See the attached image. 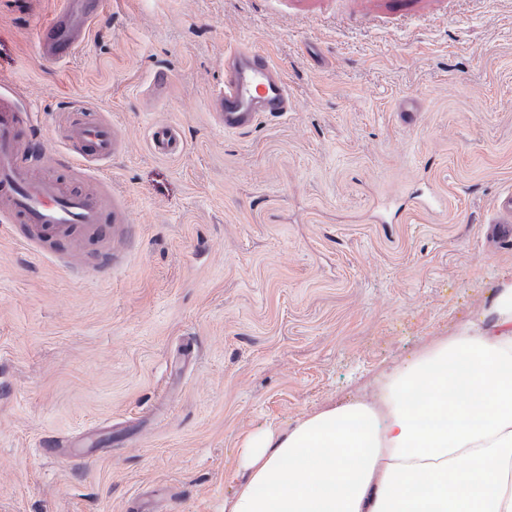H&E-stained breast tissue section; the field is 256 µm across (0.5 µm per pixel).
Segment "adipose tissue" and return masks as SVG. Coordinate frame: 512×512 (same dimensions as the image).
<instances>
[{
  "instance_id": "obj_1",
  "label": "adipose tissue",
  "mask_w": 512,
  "mask_h": 512,
  "mask_svg": "<svg viewBox=\"0 0 512 512\" xmlns=\"http://www.w3.org/2000/svg\"><path fill=\"white\" fill-rule=\"evenodd\" d=\"M377 387L248 435L224 512H512V271Z\"/></svg>"
}]
</instances>
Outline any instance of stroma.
<instances>
[{"instance_id":"stroma-1","label":"stroma","mask_w":512,"mask_h":512,"mask_svg":"<svg viewBox=\"0 0 512 512\" xmlns=\"http://www.w3.org/2000/svg\"><path fill=\"white\" fill-rule=\"evenodd\" d=\"M58 7L0 0V90L67 180L66 106L108 113L129 221L64 251L0 223V512H222L249 433L371 394L512 268V0H104L55 64ZM230 47L270 55L290 112L215 120ZM153 148L164 155H176L182 151L175 130L170 125H160L151 132Z\"/></svg>"}]
</instances>
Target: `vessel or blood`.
<instances>
[{"label":"vessel or blood","instance_id":"obj_1","mask_svg":"<svg viewBox=\"0 0 512 512\" xmlns=\"http://www.w3.org/2000/svg\"><path fill=\"white\" fill-rule=\"evenodd\" d=\"M102 13V0H60L52 21L38 36L43 56L52 62L69 60L78 43L75 22L91 26ZM292 105L288 85L266 52L229 50L224 55V86L214 93L211 109L228 130L249 126L262 113L282 114ZM31 117L21 115L12 97L0 96V222L21 224L29 242L97 245L107 223H126L128 215L112 196L101 192L105 164L121 151L123 142L107 113L83 101L68 109L61 164L79 170L86 183L77 187L65 179L36 174L22 128ZM153 148L164 155L180 153L175 130L154 127Z\"/></svg>","mask_w":512,"mask_h":512}]
</instances>
